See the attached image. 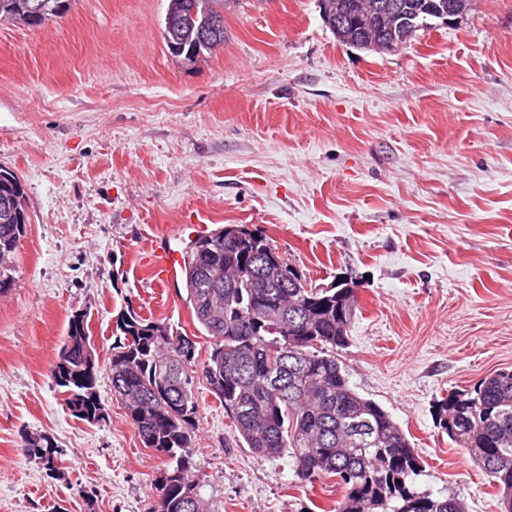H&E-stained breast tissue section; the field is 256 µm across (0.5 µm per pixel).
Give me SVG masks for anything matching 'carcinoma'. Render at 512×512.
<instances>
[{
	"label": "carcinoma",
	"instance_id": "1",
	"mask_svg": "<svg viewBox=\"0 0 512 512\" xmlns=\"http://www.w3.org/2000/svg\"><path fill=\"white\" fill-rule=\"evenodd\" d=\"M229 0H167L169 52L193 61L224 46ZM400 15L389 36H410L448 0H396ZM68 0H0V20L38 25L58 17ZM27 224L20 181L0 172V282H12L14 255ZM181 275L198 325L213 338L201 374L224 403L235 430L260 457L288 453L309 482L333 475L345 489L336 512H463L459 499L417 487L420 457L405 433L375 401L353 390L336 350L348 343L357 304L344 282L307 288L269 240L246 225H226L196 238ZM123 341L112 353L114 395L147 448L168 459L155 485V512H207L183 459L190 455L199 404L193 390L196 341L132 309L116 321ZM90 344L85 314L69 321L50 375L65 389L74 416L95 422L105 408L97 394L98 366L82 367ZM439 424L499 490L500 512H512V371L456 390L436 404ZM23 452L55 470L57 445L28 436Z\"/></svg>",
	"mask_w": 512,
	"mask_h": 512
}]
</instances>
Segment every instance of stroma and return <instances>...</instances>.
I'll use <instances>...</instances> for the list:
<instances>
[{
	"label": "stroma",
	"instance_id": "1",
	"mask_svg": "<svg viewBox=\"0 0 512 512\" xmlns=\"http://www.w3.org/2000/svg\"><path fill=\"white\" fill-rule=\"evenodd\" d=\"M166 0H69L59 22L0 21V169L29 216L0 292V512H151L167 459L112 393L116 320L212 349L151 244L196 225L261 232L306 285L349 283L338 358L422 458L417 485L499 512L498 490L435 417L438 400L512 370V0H471L392 52L337 41L319 0H240L224 46L173 57ZM85 313L104 420L66 405L50 368ZM192 470L210 512H334L335 478L241 447L196 379ZM43 434L55 470L22 452ZM146 259L152 267L154 277L162 283L173 278L177 267L181 265L177 251L172 249L147 252Z\"/></svg>",
	"mask_w": 512,
	"mask_h": 512
}]
</instances>
